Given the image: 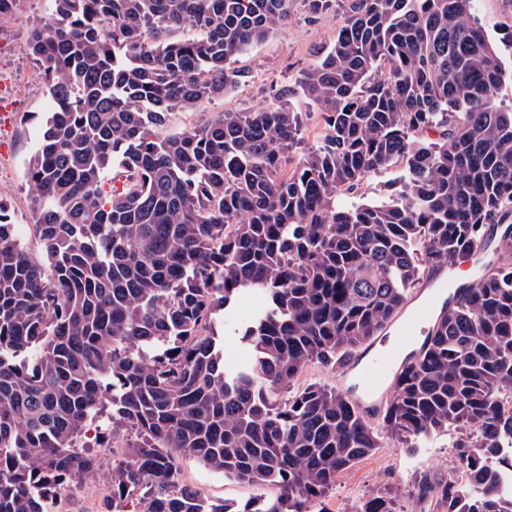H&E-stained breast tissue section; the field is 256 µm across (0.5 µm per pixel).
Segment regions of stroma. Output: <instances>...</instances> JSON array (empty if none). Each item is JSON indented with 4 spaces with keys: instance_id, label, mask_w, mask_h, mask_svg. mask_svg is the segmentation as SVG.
I'll list each match as a JSON object with an SVG mask.
<instances>
[{
    "instance_id": "stroma-1",
    "label": "stroma",
    "mask_w": 512,
    "mask_h": 512,
    "mask_svg": "<svg viewBox=\"0 0 512 512\" xmlns=\"http://www.w3.org/2000/svg\"><path fill=\"white\" fill-rule=\"evenodd\" d=\"M47 12L46 0H19L12 15L0 20V44L11 47L0 57V69L15 78L13 92L0 94V202L33 258H41L42 245L33 219L35 194L27 178L28 163L37 146L40 119L51 108L42 70L27 50L34 22ZM474 16L494 46L501 67L512 71V0H476ZM341 24L336 9L313 15L305 0H295L288 24L266 41L239 57L244 73L225 96L201 106L173 113L169 132L202 125L227 110L259 108L271 100L274 87L292 84L314 64L317 53L332 45ZM85 440L101 460L100 470L65 486L57 496L56 512H102L112 496V469L127 434H113L107 421L86 427ZM179 480L213 501L237 505L257 497L274 496L271 488L225 478L198 459L177 454ZM453 437L441 435L424 448H404L385 440L383 448L343 473L325 500L312 512H351L353 505L375 496L394 499L401 512H441L439 489L459 475Z\"/></svg>"
}]
</instances>
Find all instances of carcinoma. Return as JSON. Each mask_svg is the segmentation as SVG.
Here are the masks:
<instances>
[{
	"label": "carcinoma",
	"mask_w": 512,
	"mask_h": 512,
	"mask_svg": "<svg viewBox=\"0 0 512 512\" xmlns=\"http://www.w3.org/2000/svg\"><path fill=\"white\" fill-rule=\"evenodd\" d=\"M335 2L332 46L255 111L167 134L170 116L224 96L238 57L293 0H50L28 49L53 108L27 176L35 260L0 205V512H52L100 460L81 449L102 416L134 435L105 512H310L383 447L451 431L465 470L443 512H512L496 460L512 448V263L480 264L441 312L378 423L339 371L404 308L428 271L492 242L512 250L507 74L473 0ZM188 36L176 39L177 31ZM324 134L285 170L300 104ZM401 167L400 189L343 203ZM259 299L224 367L216 325ZM277 495L235 510L179 483L171 449ZM353 512H396L375 496ZM230 325L224 326V366L229 370H239L249 360V352L239 341L238 336H232ZM310 382H318L346 391L351 384V379H342L339 373L325 370L318 365H311L302 373L297 384L306 385Z\"/></svg>",
	"instance_id": "carcinoma-1"
}]
</instances>
